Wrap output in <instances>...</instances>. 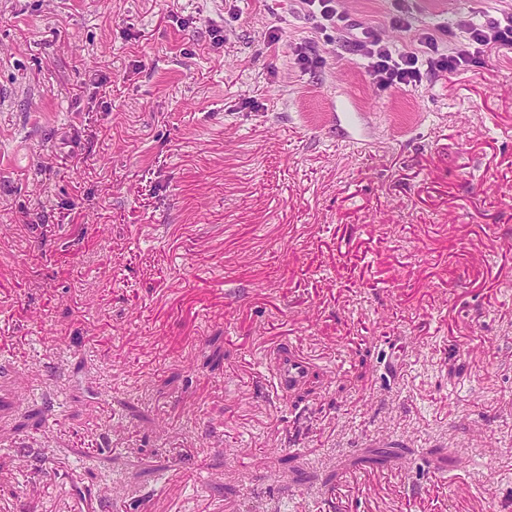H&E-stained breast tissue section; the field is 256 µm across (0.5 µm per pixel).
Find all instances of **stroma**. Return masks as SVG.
Returning a JSON list of instances; mask_svg holds the SVG:
<instances>
[{"instance_id": "1", "label": "stroma", "mask_w": 512, "mask_h": 512, "mask_svg": "<svg viewBox=\"0 0 512 512\" xmlns=\"http://www.w3.org/2000/svg\"><path fill=\"white\" fill-rule=\"evenodd\" d=\"M344 8L0 0V512H512V47H355L512 0ZM338 0H303L306 15L321 29L349 30L350 19L344 12H339ZM457 30L462 39L448 54L440 51L442 38L429 30L418 33V51L397 50L372 35L357 42L356 48L368 60L366 68L378 87L412 88L422 81L427 71L453 74L472 66L485 52L511 45L512 15H504L487 24L461 19ZM309 370V361L287 346L277 350L274 356V377L277 387L281 390L297 389L307 377ZM405 448H366L363 455L356 457L352 464L357 467L385 466L400 458Z\"/></svg>"}]
</instances>
